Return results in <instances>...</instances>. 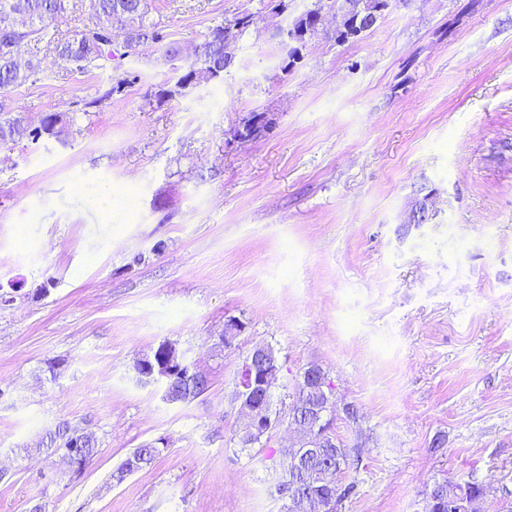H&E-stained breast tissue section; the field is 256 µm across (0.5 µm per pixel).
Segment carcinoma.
<instances>
[{
    "mask_svg": "<svg viewBox=\"0 0 512 512\" xmlns=\"http://www.w3.org/2000/svg\"><path fill=\"white\" fill-rule=\"evenodd\" d=\"M96 17L95 24L69 39L57 40L54 49L64 61L84 72L92 69L105 70L112 67L115 53L112 43L114 33L113 17L124 15L121 34L133 35L132 51L138 54L144 47L160 44L165 55L173 60L180 58V47L166 41L158 24L149 19V0H89ZM64 10V0H0V91L21 84L27 80L41 79L38 66L28 61L20 65L21 46L30 38L47 34L52 22ZM322 10L320 2L302 12L287 24L288 30L303 36L318 32V16ZM254 25V14L242 12L232 20L213 28L196 54V59L186 71L178 75V81L164 83L156 92L160 101L184 95L193 87L196 77L203 75L210 79H221L227 68L224 62V41L238 42ZM12 109L0 103V142H9L22 135L24 129L17 120L8 117ZM294 390L293 401L288 407L272 410V393L256 403L258 413L275 428L285 423H301L312 426L310 433L300 437L294 444L280 449V455L288 458V478L294 483L288 485L287 494L295 497L286 512H301L296 497L305 491L319 493L326 501L341 502L351 490L343 486L340 476L348 465V449L344 441L332 431L338 416L336 385L329 373L317 363H311L297 372L288 381ZM170 391L183 402L190 403L205 393L210 380L200 378L187 371L173 370L169 381ZM78 430L66 422L58 423L46 433V448L57 452L70 447ZM271 437L261 431L248 437L238 434L230 438L236 448H263ZM162 449L154 443H147L134 449L112 474L120 483L129 472L131 462L138 463V470L150 468ZM438 503L433 512H475L473 508L482 495V488L471 483L464 487L450 486L448 482L437 484Z\"/></svg>",
    "mask_w": 512,
    "mask_h": 512,
    "instance_id": "cac0c4a2",
    "label": "carcinoma"
}]
</instances>
